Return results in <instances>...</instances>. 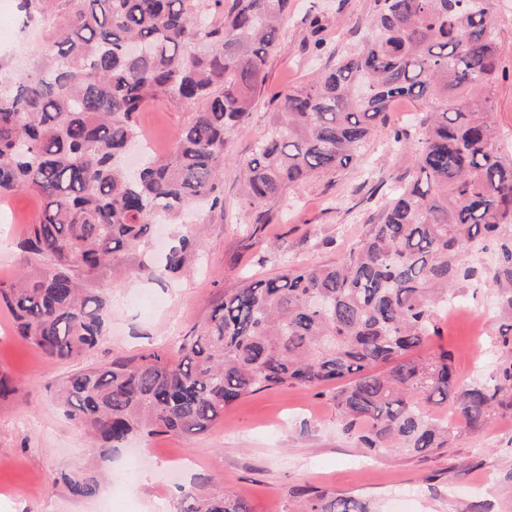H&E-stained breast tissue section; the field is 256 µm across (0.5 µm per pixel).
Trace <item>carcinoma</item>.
Masks as SVG:
<instances>
[{
	"mask_svg": "<svg viewBox=\"0 0 512 512\" xmlns=\"http://www.w3.org/2000/svg\"><path fill=\"white\" fill-rule=\"evenodd\" d=\"M290 0H16L21 28L38 25L48 51L33 68L0 59V198L40 194L21 249L27 269L0 282L19 336L67 361L103 336L102 274L139 253L156 224L224 213L229 137L252 112ZM372 37L326 72L288 90L240 164L243 204L268 219L286 193L357 160L394 103L420 102L415 176L339 260L289 265L224 292L206 323L163 351L71 374L60 404L109 448L130 436L196 434L240 399L286 385L332 395L345 431L369 450L420 455L456 428L454 406L486 426L512 391V157L494 140L492 94L502 77L496 0H371ZM154 101L189 109L170 151L143 148L138 115ZM496 259L498 376L458 379L454 356L412 353L437 334L453 292L480 279L476 246ZM184 227L156 280L200 251ZM61 478L93 495L92 471ZM297 512H373L360 497L294 486ZM177 512H253L230 491L183 490Z\"/></svg>",
	"mask_w": 512,
	"mask_h": 512,
	"instance_id": "cac0c4a2",
	"label": "carcinoma"
}]
</instances>
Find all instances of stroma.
<instances>
[{"label":"stroma","mask_w":512,"mask_h":512,"mask_svg":"<svg viewBox=\"0 0 512 512\" xmlns=\"http://www.w3.org/2000/svg\"><path fill=\"white\" fill-rule=\"evenodd\" d=\"M505 28L501 67L493 96L496 138L512 151V0H498ZM370 0H294L284 22L267 78L247 122L236 130L224 164V213L206 218L198 258L178 278L158 283L139 263L159 264L171 241L158 227L138 258L120 275L97 283L110 299L108 330L89 353L71 361L50 359L21 340L14 318L0 308V374L18 387V397L0 401V512H176L179 486L217 475L210 492L244 496L253 512H288V491L311 485L371 501L378 512H512V409L484 428H460L449 447L422 455L392 448L369 453L343 430L331 395L300 385L258 392L227 408L210 430L194 435L137 436L131 448L103 450L70 420L57 401L68 376L118 356L167 351L179 336L202 325L226 289L244 279L274 276L290 263L336 261L376 223L380 208L399 179L413 175L414 153L391 150L394 128H411L416 104L401 102L387 126L369 139L358 162L321 174L287 195L270 221L245 207L239 194V163L250 156L258 135L281 99L314 73L332 66L336 55L371 36L365 18ZM324 15L325 47L315 53L308 17ZM188 118L182 106L156 103L139 115L141 136L171 147ZM40 199L23 191L0 198V281H13L27 266L19 248L37 215ZM456 317L437 316V334L420 357L453 352L459 378L486 381L499 366L494 344L497 320L484 335L474 333L481 313L495 311L493 288L468 283ZM93 470L102 480L95 495L77 498L60 470Z\"/></svg>","instance_id":"1"}]
</instances>
